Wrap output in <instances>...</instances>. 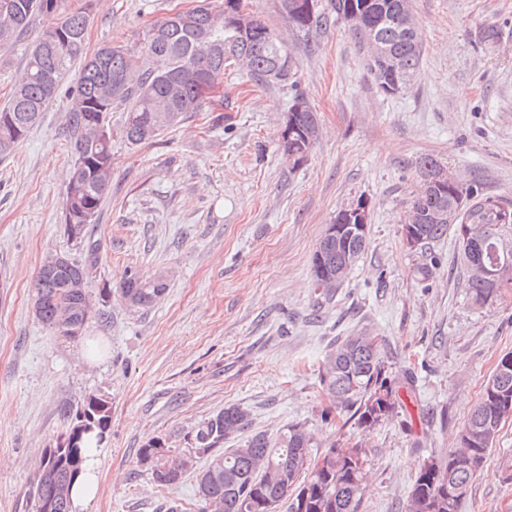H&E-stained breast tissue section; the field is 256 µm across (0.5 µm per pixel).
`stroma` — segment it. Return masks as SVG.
Instances as JSON below:
<instances>
[{
	"instance_id": "35a3bbf8",
	"label": "stroma",
	"mask_w": 512,
	"mask_h": 512,
	"mask_svg": "<svg viewBox=\"0 0 512 512\" xmlns=\"http://www.w3.org/2000/svg\"><path fill=\"white\" fill-rule=\"evenodd\" d=\"M244 2L292 49L296 83L256 88L231 65L213 90L221 113L203 107L138 147L112 138V183L90 227L93 280L165 279L154 306L113 295L76 339L32 310L47 254L87 258L61 226L73 160L66 91L0 156V512H27L64 410L99 393L112 421L90 512H168L174 502L199 512L195 473L161 487L137 452L154 436L181 452L185 435L228 405L246 411L252 433L300 424L320 449L362 443L369 483L359 512H405L419 463L455 448L498 355L512 351V289L474 305L454 235L422 249L403 237L425 156L512 201V0H409L422 61L394 95L378 89L344 21L299 30L279 0ZM198 3L62 0L60 12L87 14L89 50L137 52L150 24ZM48 23L34 17L24 37L0 45V106ZM489 26L496 40H483ZM297 95L320 125L299 167L279 148ZM360 199L366 251L323 294L312 278L316 248L336 213ZM359 331L378 336L397 374L414 377L406 412L368 432L336 413L320 382L331 344ZM460 512H512V418Z\"/></svg>"
}]
</instances>
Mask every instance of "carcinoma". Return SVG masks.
Segmentation results:
<instances>
[{"mask_svg": "<svg viewBox=\"0 0 512 512\" xmlns=\"http://www.w3.org/2000/svg\"><path fill=\"white\" fill-rule=\"evenodd\" d=\"M10 9H0V42L19 38L36 15H57L60 0H0ZM280 0L287 23L306 29L326 20L318 0ZM336 20H346L353 37L371 46L370 37L400 60L401 72L393 75L373 57L367 69L382 91L397 93L406 88L422 61L418 33L407 27V0H328ZM188 23H174L171 16L151 28L158 36L145 34L144 54L136 55L120 46H103L90 54L86 48L87 17L72 13L49 24L31 44L24 73L15 85L0 116L11 114L29 132L54 98L62 82L78 68L69 87L70 108L66 130L73 155V167L65 188L64 223L83 224L75 243L84 242L87 227L80 217L88 211L97 216L109 192L112 177V140L102 136L100 125H109L114 107L124 106L120 129L124 141L137 147L179 123L191 112L201 110L208 92L224 77V67L241 64L256 83L268 82L267 73L285 59H295L288 45L260 18L250 16L246 32L229 22L211 18L207 5L193 8ZM180 85L170 91L171 83ZM295 131L281 149L298 155L295 165L308 161L320 127L317 113L302 96L293 99L287 112ZM23 140L0 123V156ZM468 213L459 220L471 232V246L462 249L464 286L471 300L486 305L498 300L502 290L512 288V202L486 196L469 186ZM458 188H421L412 197L407 220L417 232L422 248L457 232L435 216L449 213L458 205ZM367 248V238L354 237L336 242L324 234L314 257L321 259L322 274L345 279ZM495 266L494 279L481 270ZM85 273L81 288L67 283ZM38 319L60 335L80 334L87 324L84 307L90 291V271L75 259L47 274L39 270L33 285ZM167 284L163 279L143 281L133 275L122 279L119 292L130 307L146 309L159 300ZM321 384L330 404L348 415L365 432L398 416L405 408L400 391L411 396L410 376L397 379L385 360L382 344L371 333L361 331L334 343L321 370ZM512 417V351L501 354L483 385L456 447L445 457L422 461L408 495L406 512H459L468 496L473 478L489 456L501 424ZM65 429L55 446L44 450L38 474L26 492L28 512H38L39 502L50 503V512H71L70 491L82 472L91 440L101 443L112 421V403L102 394H90L75 415H63ZM247 425V414L229 405L186 437L180 455L169 456L166 441L153 437L138 451V460L150 466L155 483L162 487L180 484L185 475L198 471L197 492L200 512H359L368 478L367 451L360 444L347 449L331 446L312 456L310 436L296 424L276 438L257 432L234 448L224 443L235 439ZM204 457L205 468L188 469L181 459Z\"/></svg>", "mask_w": 512, "mask_h": 512, "instance_id": "obj_1", "label": "carcinoma"}]
</instances>
